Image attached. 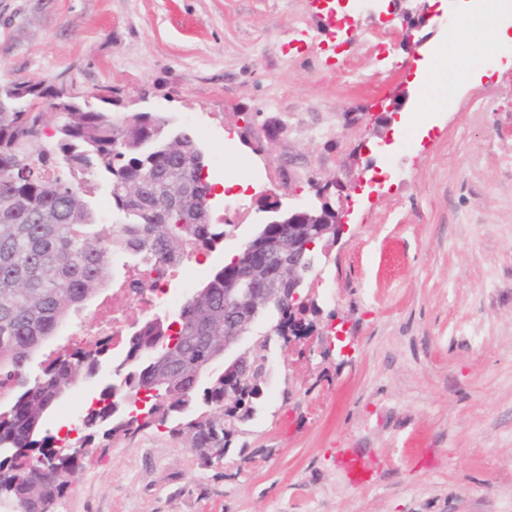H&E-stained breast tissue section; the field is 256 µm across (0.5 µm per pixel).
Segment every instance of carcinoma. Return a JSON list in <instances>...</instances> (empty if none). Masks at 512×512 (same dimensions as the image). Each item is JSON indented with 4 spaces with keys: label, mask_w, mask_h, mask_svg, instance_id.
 <instances>
[{
    "label": "carcinoma",
    "mask_w": 512,
    "mask_h": 512,
    "mask_svg": "<svg viewBox=\"0 0 512 512\" xmlns=\"http://www.w3.org/2000/svg\"><path fill=\"white\" fill-rule=\"evenodd\" d=\"M64 75L0 76V501L16 512L54 510L95 447L97 437L133 438L164 430L186 442L203 463L228 450L258 412L269 371L272 338L285 335L288 306L260 311L247 353L253 379L224 380V279L222 266L184 302L179 318L145 319L128 334L115 368L120 383L102 387L83 414L84 435L74 448L54 447L44 432L47 416L79 382L94 378L112 360L108 341L74 353L55 351L29 379L40 346L71 312L106 285L114 257H132L149 268H175L223 242L224 225L209 222L212 184L203 175L205 155L189 128H172L163 112H111L119 95L99 87L97 104L80 99L79 112H62L54 133L43 113L23 112L27 101L50 100ZM109 183L122 222L97 223L84 173ZM214 360L216 370L194 381L195 368ZM160 377L173 393L147 395L146 418L129 417L138 395Z\"/></svg>",
    "instance_id": "cac0c4a2"
}]
</instances>
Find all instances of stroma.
<instances>
[{
  "label": "stroma",
  "mask_w": 512,
  "mask_h": 512,
  "mask_svg": "<svg viewBox=\"0 0 512 512\" xmlns=\"http://www.w3.org/2000/svg\"><path fill=\"white\" fill-rule=\"evenodd\" d=\"M474 2L372 0L330 66L337 23L314 0H0L1 74L116 86L196 132L208 181L245 182L212 198L228 230L192 288L266 221L261 195L296 209L325 187L347 210L307 316L320 335L344 326L343 350L273 346L243 446L210 466L154 430L103 441L57 512H512V43L449 53L448 21ZM421 12L412 51L403 17ZM435 51L463 75L439 95L416 64ZM111 380L103 364L47 429ZM344 448L375 461L373 482L337 472Z\"/></svg>",
  "instance_id": "stroma-1"
}]
</instances>
